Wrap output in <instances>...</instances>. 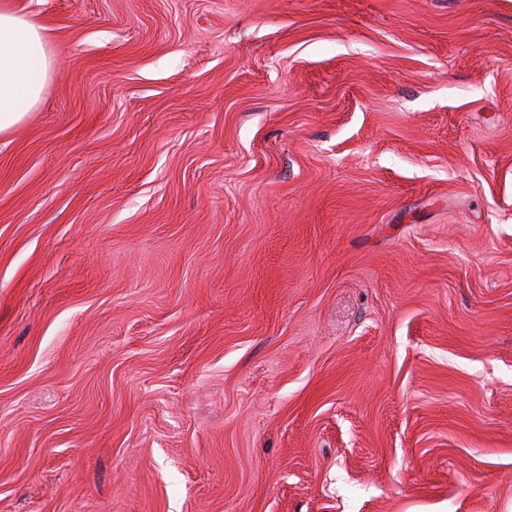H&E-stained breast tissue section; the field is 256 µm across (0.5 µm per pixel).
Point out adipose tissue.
I'll return each mask as SVG.
<instances>
[{"instance_id": "adipose-tissue-1", "label": "adipose tissue", "mask_w": 512, "mask_h": 512, "mask_svg": "<svg viewBox=\"0 0 512 512\" xmlns=\"http://www.w3.org/2000/svg\"><path fill=\"white\" fill-rule=\"evenodd\" d=\"M52 65L42 27L13 0H0V132L19 125L37 106Z\"/></svg>"}]
</instances>
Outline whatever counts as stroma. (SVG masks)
<instances>
[{"mask_svg":"<svg viewBox=\"0 0 512 512\" xmlns=\"http://www.w3.org/2000/svg\"><path fill=\"white\" fill-rule=\"evenodd\" d=\"M0 512H512V0H14ZM53 59L41 26L13 0L0 1V132L19 125L40 102Z\"/></svg>","mask_w":512,"mask_h":512,"instance_id":"stroma-1","label":"stroma"}]
</instances>
